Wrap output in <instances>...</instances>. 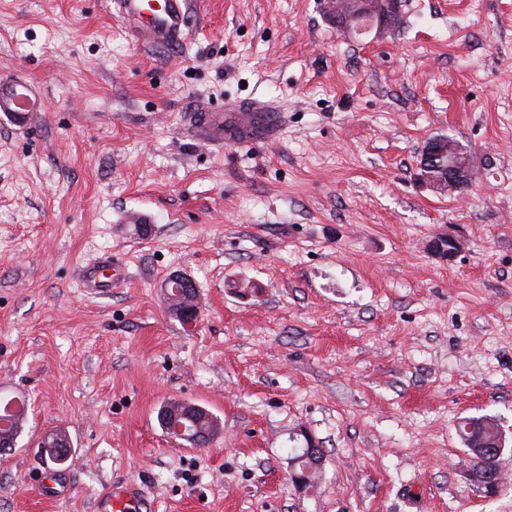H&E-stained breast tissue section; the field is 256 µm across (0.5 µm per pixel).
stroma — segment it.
I'll return each instance as SVG.
<instances>
[{
	"label": "stroma",
	"instance_id": "35a3bbf8",
	"mask_svg": "<svg viewBox=\"0 0 512 512\" xmlns=\"http://www.w3.org/2000/svg\"><path fill=\"white\" fill-rule=\"evenodd\" d=\"M188 10L156 46L110 0H0V90L35 104L0 110V394L27 415L0 512H97L118 481L156 512H512V468L486 494L456 433L512 432V0H401L357 38L321 0ZM255 101L273 139L199 131ZM436 135L471 154L465 192L418 182ZM106 256L127 278L90 296ZM176 271L196 325L164 299ZM174 401L220 434H166ZM307 434L312 494L289 478ZM172 283L175 284L171 290L170 284ZM164 292L170 309L184 323L193 325L199 313L198 291L195 282L182 273H173L164 284ZM180 424L184 428V434L174 435L176 436L175 438L186 440L193 445L204 444H199L193 437V434H196L201 430L210 431L214 434L219 425L217 417H214L210 412H205L201 409H199L194 421H182ZM494 425L499 427L496 420L492 418H465L458 425V433L462 444L465 445L466 441L470 440V438L476 433L482 434L487 439L490 438L492 436L491 431L494 429Z\"/></svg>",
	"mask_w": 512,
	"mask_h": 512
}]
</instances>
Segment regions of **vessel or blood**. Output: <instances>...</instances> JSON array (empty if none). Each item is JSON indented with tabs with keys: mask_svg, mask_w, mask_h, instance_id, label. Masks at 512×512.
I'll list each match as a JSON object with an SVG mask.
<instances>
[{
	"mask_svg": "<svg viewBox=\"0 0 512 512\" xmlns=\"http://www.w3.org/2000/svg\"><path fill=\"white\" fill-rule=\"evenodd\" d=\"M119 14L137 36L154 45H164L181 39L187 28L186 0H114ZM276 123L272 107L253 108L246 117L236 118L234 124L216 130V137H232L252 131L257 118ZM126 278L122 264L104 262L93 264L83 272L87 293L104 297ZM152 505L140 487L127 482L112 483L98 501V512H151Z\"/></svg>",
	"mask_w": 512,
	"mask_h": 512,
	"instance_id": "b4317fda",
	"label": "vessel or blood"
}]
</instances>
